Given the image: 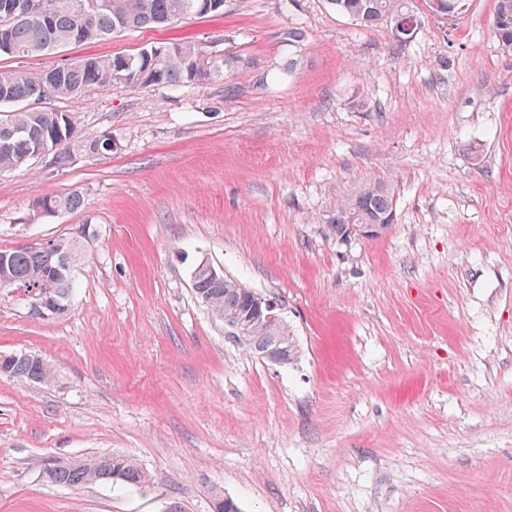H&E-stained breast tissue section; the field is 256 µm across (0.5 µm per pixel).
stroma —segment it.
Listing matches in <instances>:
<instances>
[{
    "label": "stroma",
    "instance_id": "35a3bbf8",
    "mask_svg": "<svg viewBox=\"0 0 512 512\" xmlns=\"http://www.w3.org/2000/svg\"><path fill=\"white\" fill-rule=\"evenodd\" d=\"M494 7L422 15L401 43L326 0H227L0 56L39 73L189 38L248 62L207 85L52 100L112 155L0 173V248L89 232L66 315L0 288V354L56 371L0 376V512H212L218 493L242 512H512V50ZM377 181L391 227L336 239L337 206ZM73 192L84 210L36 206ZM204 259L278 304L293 363L198 303ZM103 454L133 456L149 487L46 476ZM0 359V376L22 381L50 384L55 379L53 367L38 353L9 354Z\"/></svg>",
    "mask_w": 512,
    "mask_h": 512
}]
</instances>
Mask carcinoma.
<instances>
[{"instance_id": "cac0c4a2", "label": "carcinoma", "mask_w": 512, "mask_h": 512, "mask_svg": "<svg viewBox=\"0 0 512 512\" xmlns=\"http://www.w3.org/2000/svg\"><path fill=\"white\" fill-rule=\"evenodd\" d=\"M39 0H0V24L9 29L0 38V56L27 58L56 48L105 39L115 33L158 27L193 15L205 17L214 11L205 0H55L56 10L49 22L37 15ZM336 12L370 29L384 22L394 30L401 21L418 17L410 0H327ZM435 16H454L463 11L464 0H424ZM493 32L499 43L512 49V0H496ZM116 57L82 56L37 74L22 69H0V172L22 168L35 151L45 148L62 158L83 154L101 158L112 154V136L82 140L77 135L73 113L51 107H27L22 103L39 97L41 86L49 83L51 97L78 100L87 92L107 86L147 89L158 83L204 84L224 80V73L242 64L231 54H213L201 43L169 42L157 55L153 47L128 56L124 79L116 77ZM39 206L59 213L75 212L85 206L77 193L47 195ZM395 214L394 192L382 182L365 186L336 209L330 228L342 238L351 224H378ZM82 249L76 240L62 239L40 247L0 249V288L39 282L52 285L58 310L67 313L74 290L73 273ZM248 289L238 281L197 279V299L218 318L240 312ZM50 384L53 367L38 353L11 354L0 359V376ZM46 474L52 482L77 488L92 483L142 488L150 476L131 456L107 454L77 461H56Z\"/></svg>"}]
</instances>
